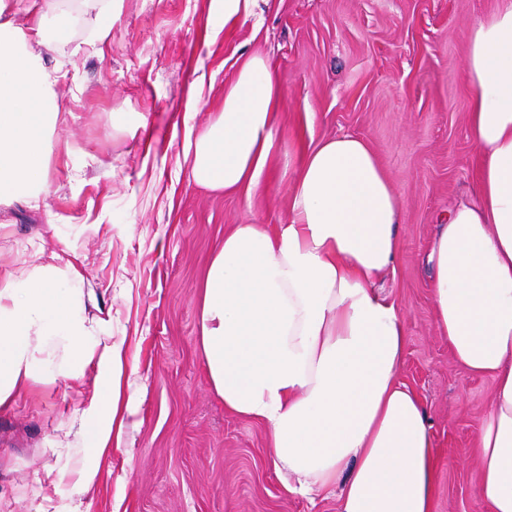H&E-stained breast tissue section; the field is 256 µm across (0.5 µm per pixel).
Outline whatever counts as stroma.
I'll use <instances>...</instances> for the list:
<instances>
[{
    "instance_id": "35a3bbf8",
    "label": "stroma",
    "mask_w": 512,
    "mask_h": 512,
    "mask_svg": "<svg viewBox=\"0 0 512 512\" xmlns=\"http://www.w3.org/2000/svg\"><path fill=\"white\" fill-rule=\"evenodd\" d=\"M497 4L269 0L257 24L225 21L224 0H122L102 42L88 45L79 27L46 53L61 118L45 140L44 200L0 205V268L20 271L66 240L100 317L126 339L134 413L100 464L90 512H340L337 496L295 489L265 427L225 411L212 391L197 289L225 231L283 223L304 149L342 134L368 142L401 201L400 254L381 285L407 323L402 379L434 432L435 512H484L470 441L493 383L459 367L439 336L426 255L438 216L476 186L467 32ZM258 53L283 97L278 139L252 188L214 193L189 177L184 129H205L225 84ZM93 379L36 384L0 410V512H37L48 469L90 463L85 442L61 439Z\"/></svg>"
}]
</instances>
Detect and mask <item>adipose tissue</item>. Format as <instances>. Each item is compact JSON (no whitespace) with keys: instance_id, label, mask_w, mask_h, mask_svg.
Wrapping results in <instances>:
<instances>
[{"instance_id":"obj_1","label":"adipose tissue","mask_w":512,"mask_h":512,"mask_svg":"<svg viewBox=\"0 0 512 512\" xmlns=\"http://www.w3.org/2000/svg\"><path fill=\"white\" fill-rule=\"evenodd\" d=\"M75 22L55 0H42L32 30L0 21V203L40 206L59 75L39 48L63 44ZM467 42L478 180L439 218L427 261L440 336L460 366L493 381L472 442L477 497L512 512V0L477 19ZM281 103L268 59L248 57L218 116L201 134L184 132L193 180L214 191L257 183ZM288 197L285 223L233 225L208 260L197 322L210 385L226 410L266 427L274 463L302 492L338 493L340 512H435L434 436L401 377L407 325L378 285L399 254V196L369 144L344 134L305 152ZM76 261L64 242L0 274V409L44 379L96 371L102 392L67 430L95 438L93 462L48 472L41 487L48 503L71 483L72 512H84L100 483L96 461L122 436L132 403L122 396L125 345L89 315L97 297Z\"/></svg>"}]
</instances>
